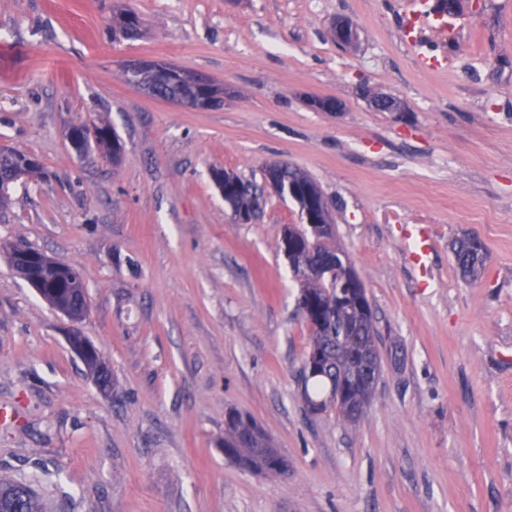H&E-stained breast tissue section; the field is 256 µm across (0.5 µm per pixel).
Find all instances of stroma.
Returning a JSON list of instances; mask_svg holds the SVG:
<instances>
[{
    "mask_svg": "<svg viewBox=\"0 0 512 512\" xmlns=\"http://www.w3.org/2000/svg\"><path fill=\"white\" fill-rule=\"evenodd\" d=\"M407 2L0 0V145L44 168L0 218V407L18 414L0 478L45 512H512V0H460L444 39ZM122 10L137 37L114 28ZM135 59L210 78L223 107L146 96L122 78ZM103 123L120 159L78 156L70 128ZM278 160L320 188L373 308L382 371L353 425L303 400L309 332L278 248L297 205L267 191L237 224L212 181L260 186ZM403 224L427 226V272ZM464 233L486 248L475 281L452 250ZM12 246L79 268L81 322L30 288ZM232 409L285 474L225 457Z\"/></svg>",
    "mask_w": 512,
    "mask_h": 512,
    "instance_id": "stroma-1",
    "label": "stroma"
}]
</instances>
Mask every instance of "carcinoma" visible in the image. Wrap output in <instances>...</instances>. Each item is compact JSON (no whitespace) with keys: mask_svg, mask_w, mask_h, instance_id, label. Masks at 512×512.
Returning a JSON list of instances; mask_svg holds the SVG:
<instances>
[{"mask_svg":"<svg viewBox=\"0 0 512 512\" xmlns=\"http://www.w3.org/2000/svg\"><path fill=\"white\" fill-rule=\"evenodd\" d=\"M98 147L107 154L112 153L116 138L108 126L95 128ZM26 158V152L14 147H0V214L11 201V173ZM300 176L298 169L285 162L278 168L281 181L280 195L289 196L288 187ZM291 197V196H289ZM258 188L252 185L226 197L234 210L258 208ZM297 205L302 200L291 197ZM289 231L288 248L297 255L291 259L295 276L302 281L301 296L311 302L312 320L309 328V346L321 344L322 349L316 365L308 369L302 365L304 400L315 411L334 409L345 423L352 424L357 417L352 407L364 401L362 391L352 384L354 373L364 370L381 372V357L376 343L373 312L367 297L366 286L360 276H355L359 288L351 292L350 308L336 309V277L324 275L320 269H333L342 249L331 244L334 232L313 238L306 227L292 225ZM474 237L464 235L453 243L458 267L463 277L477 279L484 266V253L474 246ZM81 284L71 285L65 279L53 280L45 289L44 299L54 308L60 309L75 304ZM224 455L238 464L257 473H265L286 465L277 449L273 448L267 434L252 420L236 411L227 413L224 426ZM0 512H43L40 500L31 487L23 482L0 479Z\"/></svg>","mask_w":512,"mask_h":512,"instance_id":"1","label":"carcinoma"}]
</instances>
